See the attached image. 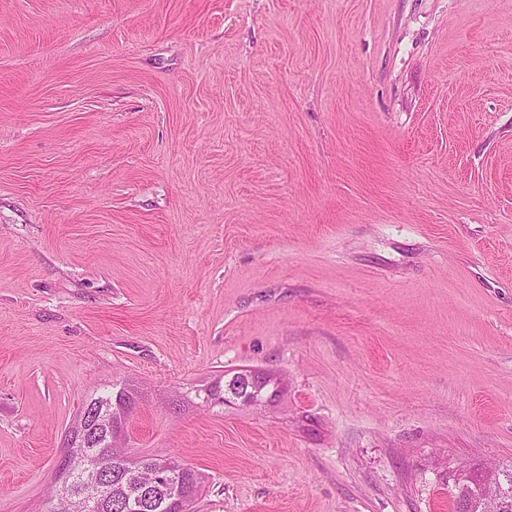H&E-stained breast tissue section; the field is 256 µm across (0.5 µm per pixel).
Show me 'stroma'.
I'll use <instances>...</instances> for the list:
<instances>
[{
  "instance_id": "35a3bbf8",
  "label": "stroma",
  "mask_w": 512,
  "mask_h": 512,
  "mask_svg": "<svg viewBox=\"0 0 512 512\" xmlns=\"http://www.w3.org/2000/svg\"><path fill=\"white\" fill-rule=\"evenodd\" d=\"M121 384L192 512L511 461L512 0H0V512ZM272 380L270 374L259 371L237 372L229 380L224 381V402H231V400H239L246 396H251L256 399V402L261 401L263 394L270 386Z\"/></svg>"
}]
</instances>
